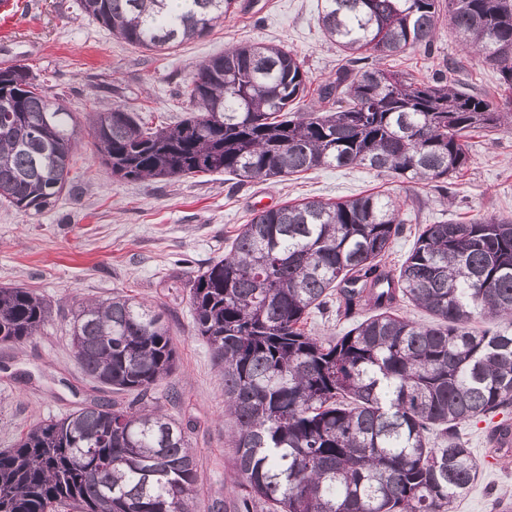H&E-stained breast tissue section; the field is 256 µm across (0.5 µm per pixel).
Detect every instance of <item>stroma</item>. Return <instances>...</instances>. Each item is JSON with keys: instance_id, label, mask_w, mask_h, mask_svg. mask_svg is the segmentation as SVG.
Masks as SVG:
<instances>
[{"instance_id": "stroma-1", "label": "stroma", "mask_w": 512, "mask_h": 512, "mask_svg": "<svg viewBox=\"0 0 512 512\" xmlns=\"http://www.w3.org/2000/svg\"><path fill=\"white\" fill-rule=\"evenodd\" d=\"M248 2L247 11L218 21L208 37L156 54L112 37L81 14L78 0H0V68L29 67L79 120L89 108L124 103L150 125H166L190 113L183 90L202 61L241 42L274 43L303 62L313 86L308 100L317 102L316 86L349 64L320 30L321 0ZM369 62L418 80L442 73L474 94L500 91L496 70L463 49L444 17L430 48ZM467 149V167L442 187L336 167L243 185L218 173L126 182L113 179L82 138L69 189L54 207L23 213L0 206V286L30 289L53 308L29 341L0 345V449L91 400L131 404V394L112 393L85 376L70 345L72 313L81 302L123 293L150 304L171 328L176 369L148 401L190 426L199 512H270L261 502L241 506L245 492L235 479L224 381L194 329L189 279L223 258L229 239L254 212L306 198L397 197L404 224L386 258L391 266L405 259L424 225L462 223L478 214L512 217V129L472 132ZM458 433L478 478L450 512H502L500 501L512 503V469L490 462L485 423H462Z\"/></svg>"}]
</instances>
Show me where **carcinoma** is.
I'll return each mask as SVG.
<instances>
[{"mask_svg":"<svg viewBox=\"0 0 512 512\" xmlns=\"http://www.w3.org/2000/svg\"><path fill=\"white\" fill-rule=\"evenodd\" d=\"M113 36L162 52L207 35L240 0H79ZM448 14L461 45L499 75L497 97L441 78L415 82L365 64L431 46ZM324 36L360 64L320 87L347 99L319 113L303 62L279 45L239 44L199 64L192 115L147 127L117 105L88 125L118 180L225 173L240 183L319 167H359L445 183L464 138L512 122V0H322ZM79 122L24 66L0 69V204L52 207L70 182ZM400 202L312 199L253 214L224 258L189 281L194 328L224 376L235 466L248 499L273 512H449L477 479L461 423L512 408V218L427 224L399 267L383 257ZM407 300L429 324L398 314ZM336 303L353 325L306 330ZM27 288L0 287V344L51 317ZM479 317L494 323L476 331ZM71 348L84 374L144 400L172 373L170 326L127 295L83 302ZM187 428L157 407L92 401L0 450V512H195Z\"/></svg>","mask_w":512,"mask_h":512,"instance_id":"1","label":"carcinoma"}]
</instances>
